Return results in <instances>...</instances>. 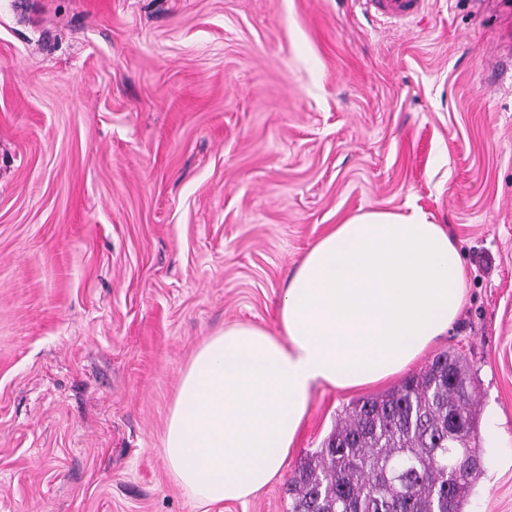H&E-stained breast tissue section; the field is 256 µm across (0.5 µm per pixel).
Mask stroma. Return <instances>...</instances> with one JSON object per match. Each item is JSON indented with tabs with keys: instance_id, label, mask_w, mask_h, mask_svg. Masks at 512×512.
<instances>
[{
	"instance_id": "35a3bbf8",
	"label": "stroma",
	"mask_w": 512,
	"mask_h": 512,
	"mask_svg": "<svg viewBox=\"0 0 512 512\" xmlns=\"http://www.w3.org/2000/svg\"><path fill=\"white\" fill-rule=\"evenodd\" d=\"M501 18L430 0H0V512H288L354 392L317 388L280 475L200 506L163 438L217 331L276 325L333 224L420 212L457 239L455 348L482 473L512 512V58ZM363 2L366 11L374 13L396 23L407 25L424 13L428 0H358Z\"/></svg>"
}]
</instances>
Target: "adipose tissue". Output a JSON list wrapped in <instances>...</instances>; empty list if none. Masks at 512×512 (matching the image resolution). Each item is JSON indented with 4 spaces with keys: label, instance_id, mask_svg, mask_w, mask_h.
Segmentation results:
<instances>
[{
    "label": "adipose tissue",
    "instance_id": "1",
    "mask_svg": "<svg viewBox=\"0 0 512 512\" xmlns=\"http://www.w3.org/2000/svg\"><path fill=\"white\" fill-rule=\"evenodd\" d=\"M467 272L445 226L367 211L332 225L290 276L276 331L237 324L194 355L164 453L204 505L243 502L280 473L319 387L404 372L459 316Z\"/></svg>",
    "mask_w": 512,
    "mask_h": 512
}]
</instances>
